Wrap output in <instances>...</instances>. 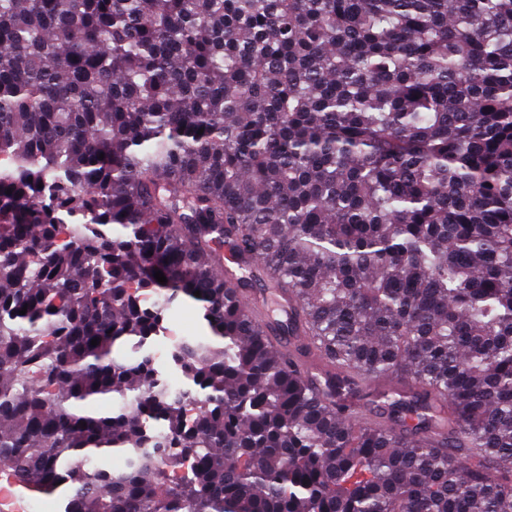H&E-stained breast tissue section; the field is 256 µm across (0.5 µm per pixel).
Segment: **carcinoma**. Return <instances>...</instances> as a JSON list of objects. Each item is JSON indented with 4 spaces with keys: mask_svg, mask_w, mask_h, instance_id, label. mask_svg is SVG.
<instances>
[{
    "mask_svg": "<svg viewBox=\"0 0 512 512\" xmlns=\"http://www.w3.org/2000/svg\"><path fill=\"white\" fill-rule=\"evenodd\" d=\"M0 463L64 512H512V0H0ZM161 329L187 340L206 334L200 307L190 300L177 302L165 312Z\"/></svg>",
    "mask_w": 512,
    "mask_h": 512,
    "instance_id": "obj_1",
    "label": "carcinoma"
}]
</instances>
